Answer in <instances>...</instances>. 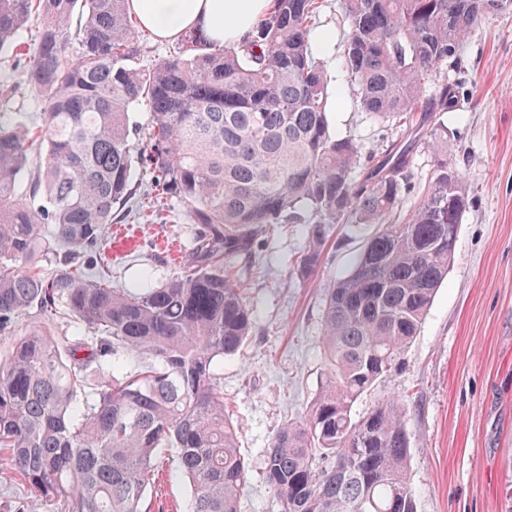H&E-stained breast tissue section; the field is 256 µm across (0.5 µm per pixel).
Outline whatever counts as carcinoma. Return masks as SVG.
Instances as JSON below:
<instances>
[{"instance_id": "carcinoma-1", "label": "carcinoma", "mask_w": 512, "mask_h": 512, "mask_svg": "<svg viewBox=\"0 0 512 512\" xmlns=\"http://www.w3.org/2000/svg\"><path fill=\"white\" fill-rule=\"evenodd\" d=\"M319 0H273L254 32L217 46L188 30L145 68L126 0H0V55L41 15L25 70L41 124L0 113V335L65 310L87 336L45 327L0 361V453L61 512H151L158 450L173 448L191 512H238L247 479L218 359L253 332L247 272L278 224L308 225L305 276L328 224H371L325 289L324 384L277 430L265 478L279 512H415L405 409L354 402L395 367L448 275L469 197L438 112L464 97L439 68L512 0H341V55L361 111L400 128L367 151L329 123L332 78L310 50ZM150 113L147 146L134 113ZM438 160L414 209L390 214L422 136ZM145 172L198 230L169 281L114 288L83 269ZM55 264L47 272L43 262ZM135 355L122 375L116 358Z\"/></svg>"}]
</instances>
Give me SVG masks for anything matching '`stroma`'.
Segmentation results:
<instances>
[{
    "mask_svg": "<svg viewBox=\"0 0 512 512\" xmlns=\"http://www.w3.org/2000/svg\"><path fill=\"white\" fill-rule=\"evenodd\" d=\"M339 12V0H324L311 42L333 80L332 126L338 136L381 149L393 131L356 103L340 67ZM25 63L0 58V112L40 114ZM440 73L466 91L460 108L439 120L448 129V163L462 175L471 205L419 332L353 410L365 413L387 397L404 404L417 512H512V12L485 20L460 60ZM153 194L142 183L103 244L98 269L113 287L165 282L192 244L196 224L152 203ZM368 231L365 224L330 225L321 261L304 277L291 262L308 246L306 225L278 226L267 239L248 285L253 334L216 366L250 469L239 512L279 510L264 477L267 451L284 420L303 416L321 388L324 290L349 271ZM160 459L152 512H189L191 489L171 451Z\"/></svg>",
    "mask_w": 512,
    "mask_h": 512,
    "instance_id": "35a3bbf8",
    "label": "stroma"
}]
</instances>
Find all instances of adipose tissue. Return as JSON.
Here are the masks:
<instances>
[{"instance_id": "adipose-tissue-1", "label": "adipose tissue", "mask_w": 512, "mask_h": 512, "mask_svg": "<svg viewBox=\"0 0 512 512\" xmlns=\"http://www.w3.org/2000/svg\"><path fill=\"white\" fill-rule=\"evenodd\" d=\"M270 0H128L141 27L160 41H173L189 28L216 45H235L266 13Z\"/></svg>"}]
</instances>
